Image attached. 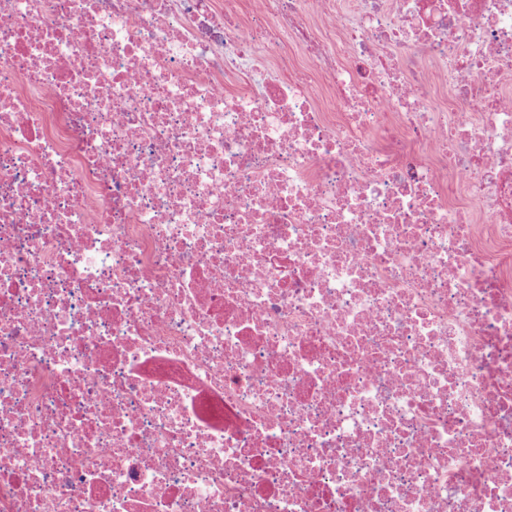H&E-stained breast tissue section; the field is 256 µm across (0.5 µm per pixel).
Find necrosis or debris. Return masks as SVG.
Instances as JSON below:
<instances>
[{
  "mask_svg": "<svg viewBox=\"0 0 512 512\" xmlns=\"http://www.w3.org/2000/svg\"><path fill=\"white\" fill-rule=\"evenodd\" d=\"M0 512H512V0H0Z\"/></svg>",
  "mask_w": 512,
  "mask_h": 512,
  "instance_id": "4bbe7bcc",
  "label": "necrosis or debris"
}]
</instances>
